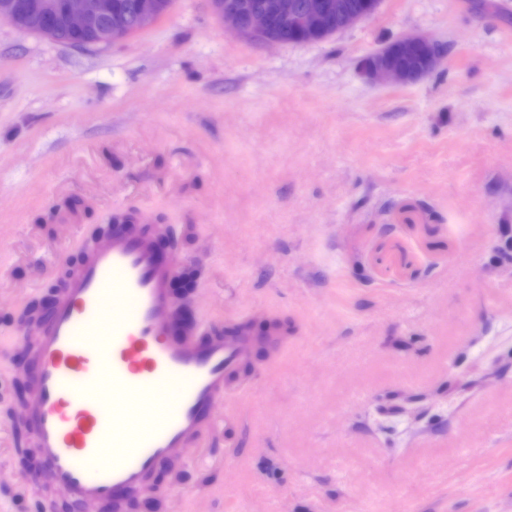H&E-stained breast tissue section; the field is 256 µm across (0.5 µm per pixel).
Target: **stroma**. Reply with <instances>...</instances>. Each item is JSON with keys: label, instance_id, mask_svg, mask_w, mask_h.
<instances>
[{"label": "stroma", "instance_id": "1", "mask_svg": "<svg viewBox=\"0 0 512 512\" xmlns=\"http://www.w3.org/2000/svg\"><path fill=\"white\" fill-rule=\"evenodd\" d=\"M408 32L436 70L369 82ZM118 213L192 278L196 341L288 325L129 512H512V0H383L279 47L208 0L87 49L0 21V512L47 497L18 316Z\"/></svg>", "mask_w": 512, "mask_h": 512}]
</instances>
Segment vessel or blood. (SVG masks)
<instances>
[{"mask_svg":"<svg viewBox=\"0 0 512 512\" xmlns=\"http://www.w3.org/2000/svg\"><path fill=\"white\" fill-rule=\"evenodd\" d=\"M149 238L97 245L36 331L24 413L57 490L94 507L138 490L217 417L246 338L169 339L166 282Z\"/></svg>","mask_w":512,"mask_h":512,"instance_id":"b4317fda","label":"vessel or blood"}]
</instances>
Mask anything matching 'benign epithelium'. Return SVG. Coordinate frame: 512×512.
<instances>
[{"label":"benign epithelium","instance_id":"benign-epithelium-1","mask_svg":"<svg viewBox=\"0 0 512 512\" xmlns=\"http://www.w3.org/2000/svg\"><path fill=\"white\" fill-rule=\"evenodd\" d=\"M382 0H362L358 9L346 0H209L224 31L262 45L307 44L328 40L375 15ZM160 0H135L133 15L112 0H0V19L23 33H46L60 20L66 30L87 33L92 44L110 45L146 30L170 12ZM341 20V26L334 24ZM440 57L434 41L420 33L404 34L368 56L363 72L371 82L406 84L430 74Z\"/></svg>","mask_w":512,"mask_h":512}]
</instances>
